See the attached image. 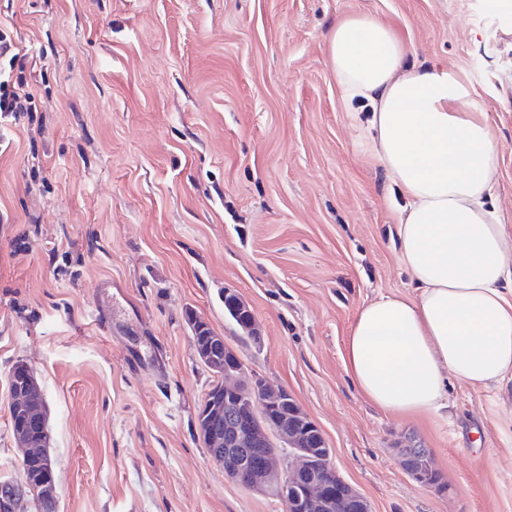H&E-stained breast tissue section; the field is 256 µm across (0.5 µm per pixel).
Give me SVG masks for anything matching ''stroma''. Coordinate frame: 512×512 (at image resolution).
Instances as JSON below:
<instances>
[{
    "label": "stroma",
    "instance_id": "obj_1",
    "mask_svg": "<svg viewBox=\"0 0 512 512\" xmlns=\"http://www.w3.org/2000/svg\"><path fill=\"white\" fill-rule=\"evenodd\" d=\"M370 15L452 70L501 144L512 233V11L488 0H0L33 111L0 118V481L19 475L9 373L48 408L59 512H285L198 431L217 376L189 316L320 428L371 512H512V381L386 413L344 366L357 308L414 285L398 195L336 83L329 36ZM234 290L261 342L224 312ZM425 449L441 486L404 451Z\"/></svg>",
    "mask_w": 512,
    "mask_h": 512
}]
</instances>
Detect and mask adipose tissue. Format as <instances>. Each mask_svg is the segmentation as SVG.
<instances>
[{
	"label": "adipose tissue",
	"instance_id": "obj_1",
	"mask_svg": "<svg viewBox=\"0 0 512 512\" xmlns=\"http://www.w3.org/2000/svg\"><path fill=\"white\" fill-rule=\"evenodd\" d=\"M329 51L347 98L369 103L368 145L407 199L397 234L416 288L357 309L345 368L383 411L436 413L449 380L487 388L512 373V236L489 204L500 143L456 75L408 60L381 20L341 21Z\"/></svg>",
	"mask_w": 512,
	"mask_h": 512
}]
</instances>
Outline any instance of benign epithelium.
I'll return each mask as SVG.
<instances>
[{
  "label": "benign epithelium",
  "mask_w": 512,
  "mask_h": 512,
  "mask_svg": "<svg viewBox=\"0 0 512 512\" xmlns=\"http://www.w3.org/2000/svg\"><path fill=\"white\" fill-rule=\"evenodd\" d=\"M235 311L246 314L249 327L258 333L254 313L234 291L224 290ZM212 372L221 379L223 395L210 401L205 419L208 441L213 448L214 463L224 467V476L235 483L256 491L275 493L296 512H322L336 499V469L332 451L318 456L308 448L302 433L303 424L272 420L268 410L288 396L284 390H274L263 379L248 374L233 351L215 350L203 355ZM17 371L22 382L11 389L12 404L19 419L13 427L18 447L24 449L22 460L39 461L43 474L38 483L3 481L0 483V509L20 512L25 499L32 496L40 501L44 512H58L56 496L57 469L49 448L48 418L33 408L43 399L31 368L24 362ZM279 440L293 455L288 468L281 466L278 449L268 448L261 462H252L248 446L264 441Z\"/></svg>",
  "instance_id": "1"
}]
</instances>
